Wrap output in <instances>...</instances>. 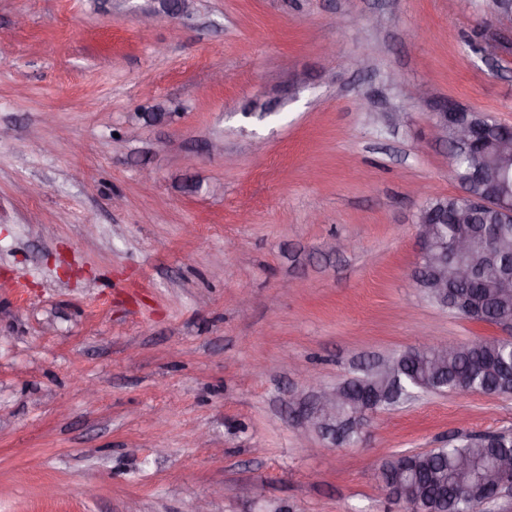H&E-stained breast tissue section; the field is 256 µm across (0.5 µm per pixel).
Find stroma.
I'll return each mask as SVG.
<instances>
[{
    "label": "stroma",
    "mask_w": 512,
    "mask_h": 512,
    "mask_svg": "<svg viewBox=\"0 0 512 512\" xmlns=\"http://www.w3.org/2000/svg\"><path fill=\"white\" fill-rule=\"evenodd\" d=\"M150 4L0 0V512H402L381 461L512 432V395L340 447L296 407L304 374L501 334L412 279L460 192L437 102L512 125L493 0Z\"/></svg>",
    "instance_id": "35a3bbf8"
}]
</instances>
